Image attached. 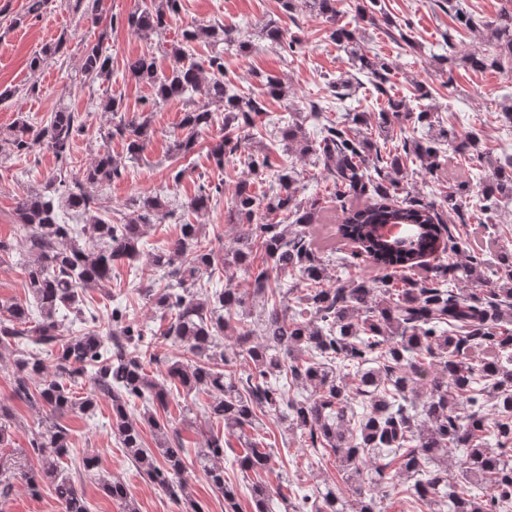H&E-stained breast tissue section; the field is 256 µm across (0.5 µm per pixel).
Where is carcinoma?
I'll return each instance as SVG.
<instances>
[{"instance_id":"cac0c4a2","label":"carcinoma","mask_w":512,"mask_h":512,"mask_svg":"<svg viewBox=\"0 0 512 512\" xmlns=\"http://www.w3.org/2000/svg\"><path fill=\"white\" fill-rule=\"evenodd\" d=\"M376 5L377 0L357 4L359 18L373 26L388 23L376 17ZM304 7L334 25L331 38L350 50L357 70L386 97V106L374 117L383 142L361 136L370 120L355 110L323 126L321 138L314 141L303 131L304 117L294 112L274 127L272 138L286 152L313 156L327 173L330 199L341 203L335 236L357 245L350 258L364 257L380 272L372 283L333 280L328 255L335 250L322 251L312 231L325 206L317 197L297 198L295 171L272 169L268 153L248 154L247 168L256 174L273 171L277 188L259 195L249 180L235 184L224 213L225 223L235 229L229 249L216 250L202 236L201 225L184 219L171 243L145 254V237L165 214V200L154 194L133 197L121 216L103 218L93 189L120 178L124 160L141 157L153 135L149 117L119 116L104 138L120 139L125 156L112 154L104 145L79 174L69 172V160L83 125L66 108L50 113L37 127L21 117L0 140L3 156L45 148L57 162L44 188L21 198L16 209L17 222L28 232L22 246L29 257L21 254L19 260L26 265L32 300L0 307V346L15 347L12 397L45 414V425L30 441L39 464L27 481L32 496H39L47 482L64 512H89L84 496L60 470L71 446L69 429L59 419L74 413L91 416L104 397L111 401L110 429L140 474L178 512H203L190 492V452L170 432L169 420L159 416L167 411L168 383L177 382L189 392L212 396L207 415L243 434L244 453L235 462L244 475L271 468L273 448L245 434L266 415L275 416L287 433L305 434L316 455L336 456L351 495H343L333 481L317 489L314 498L299 497L290 488L279 490L282 512H383L379 489L389 477L385 459L391 455L399 459L398 471L414 480L412 498L428 512H499L512 506V251L499 253L492 271L495 287L488 294L473 292L463 299L450 285L463 282L478 288L488 282L484 250L472 246L468 231L445 223L441 209L461 215L469 185L451 187L442 206L408 194L397 197L409 163L418 172L443 177L446 142L455 144L458 153L484 156L478 135L458 138L435 113H415L405 99L389 94L390 64L356 48L352 31L338 24L336 0H304ZM180 8L181 0H150L130 12L126 24L134 33L149 36L164 30ZM448 10L461 25L485 31L494 47L489 53L454 59L457 66L495 70L512 61L511 12L480 24L459 0H448ZM265 31L285 51L294 53L300 45L295 38L287 39L274 20L265 23ZM203 39L234 44L240 52L249 48L222 25H198L184 30L182 41L171 45L174 63L169 73H158L154 56L146 53L128 61L126 70L153 88V104L185 100L182 133L174 135L168 149L172 156L194 153L198 134L221 119L224 136L210 146L208 155L222 172L262 122L266 98H284L287 90L278 77L268 76L258 95L228 93L223 55L210 57L206 69L188 60L186 47ZM64 46L59 39L34 55L31 73L44 69ZM80 70L93 82L108 79L111 57L101 44L89 46ZM199 91L203 100L191 99ZM213 105L223 111H212ZM404 119L427 126L431 138L405 139L387 148L395 125ZM223 194L224 180L208 181L185 207L204 214ZM363 198L362 205H346ZM509 198L512 157L492 168L476 206L487 213ZM66 212L85 218V223H68L62 219ZM461 247L467 260L449 261ZM143 258L164 281L144 289L152 307L169 318L163 336L191 355L184 362L168 361L165 371L155 376L146 371L154 361L148 355L151 330L116 305L109 308L112 331L107 344L95 329L98 310L84 299L87 290L108 286L116 265L123 262L132 269ZM231 269L247 271L250 287L213 286ZM286 274L303 287L281 288L279 278ZM290 295L299 309H291ZM71 314L81 329L66 326ZM249 318L260 328V337L246 327ZM228 332L234 343L226 346ZM42 345L57 348L52 370L41 357ZM239 358L247 368L238 375L226 372ZM86 378L91 387L81 396L74 386ZM354 396L368 400L360 416L351 407ZM15 424L12 409L0 404V445ZM144 425L156 434L155 452L144 445ZM453 448L461 457L456 480L450 481L444 462ZM195 459L204 480L224 498L226 512H236L238 489L224 478L221 465L224 439L207 436ZM462 481L486 482L491 493L482 499L467 495L456 488ZM103 491L124 503L126 512H137L123 483H106ZM250 494L254 512H270L265 483H252Z\"/></svg>"}]
</instances>
